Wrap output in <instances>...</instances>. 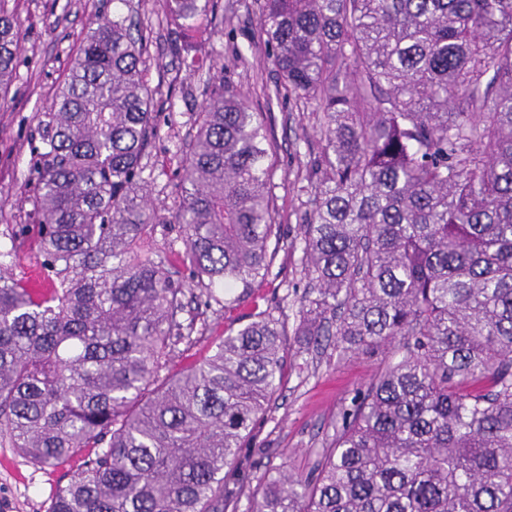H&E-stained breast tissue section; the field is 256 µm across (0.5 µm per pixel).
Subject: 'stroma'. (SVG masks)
Instances as JSON below:
<instances>
[{"label": "stroma", "instance_id": "1", "mask_svg": "<svg viewBox=\"0 0 512 512\" xmlns=\"http://www.w3.org/2000/svg\"><path fill=\"white\" fill-rule=\"evenodd\" d=\"M112 10V0H17L24 34L15 79L0 101V244L7 232L27 223L28 204L22 193L30 146L38 138L39 113L53 102L71 56L88 30L92 16ZM217 14L224 32L203 50L221 66L225 79L244 92L251 105L267 117L274 150L268 158L274 170L276 203L285 218L281 232L296 237L305 209V165L319 135L309 109L267 98L277 72L260 36L259 0H218ZM138 19L150 56L149 80L161 90L157 98L161 138L147 158L159 176L152 200L159 213L174 205L176 164L171 159L175 137L191 132L203 100L207 73L191 74L180 65L183 36L165 20L164 0H140ZM301 254L279 251L268 280L260 287L241 289L232 312L209 299L205 289L186 294L183 320L194 323L191 342H179L168 364L176 372L205 355L225 332L250 322L254 313L274 308L294 325L298 300L306 288ZM385 357L377 353L339 354L333 348H313L290 355L282 384L265 419L243 450L250 495L259 480L280 471L315 478L324 448L330 447L360 392L377 378ZM74 469L66 463L40 468L17 449L0 446V512H48L56 488L66 484Z\"/></svg>", "mask_w": 512, "mask_h": 512}]
</instances>
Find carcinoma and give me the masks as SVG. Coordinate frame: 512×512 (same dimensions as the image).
<instances>
[{
	"instance_id": "obj_1",
	"label": "carcinoma",
	"mask_w": 512,
	"mask_h": 512,
	"mask_svg": "<svg viewBox=\"0 0 512 512\" xmlns=\"http://www.w3.org/2000/svg\"><path fill=\"white\" fill-rule=\"evenodd\" d=\"M14 2L0 0V99ZM216 3L165 13L202 44L223 33ZM259 25L268 97L318 122L299 241L281 236L264 114L222 78L177 144L170 216L151 204L158 88L132 0H115L40 115L32 221L0 249V443L36 466L80 459L48 512H238L284 322L263 310L160 376L193 331L155 247L177 224L183 267L224 311L299 243V348L388 354L316 479L267 478L248 512H512V0H262ZM181 65L203 58L186 46ZM26 239L45 291L4 274Z\"/></svg>"
}]
</instances>
